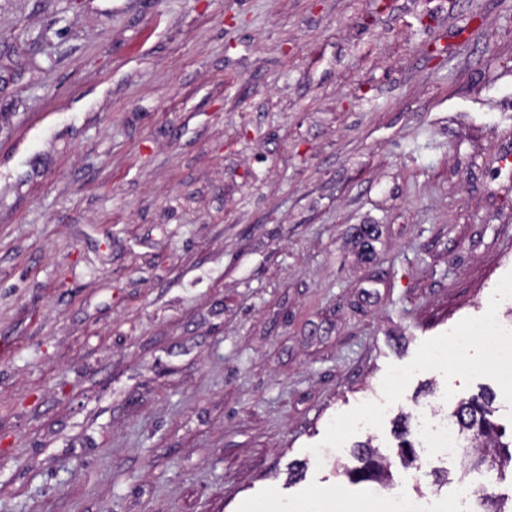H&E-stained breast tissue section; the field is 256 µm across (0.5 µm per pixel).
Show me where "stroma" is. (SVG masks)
<instances>
[{
  "instance_id": "1",
  "label": "stroma",
  "mask_w": 512,
  "mask_h": 512,
  "mask_svg": "<svg viewBox=\"0 0 512 512\" xmlns=\"http://www.w3.org/2000/svg\"><path fill=\"white\" fill-rule=\"evenodd\" d=\"M490 311L512 0H0V512H452ZM352 454L358 459L361 466L347 472L350 479L357 481H377L380 483L389 481L390 466L371 442L368 441L355 445ZM434 494V491L422 492L421 495L411 499L389 495L379 500L377 508L383 512H429Z\"/></svg>"
}]
</instances>
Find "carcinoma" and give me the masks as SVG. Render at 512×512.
Here are the masks:
<instances>
[{
	"instance_id": "1",
	"label": "carcinoma",
	"mask_w": 512,
	"mask_h": 512,
	"mask_svg": "<svg viewBox=\"0 0 512 512\" xmlns=\"http://www.w3.org/2000/svg\"><path fill=\"white\" fill-rule=\"evenodd\" d=\"M493 403V393L482 391L460 401L448 413V417L456 419L459 424L461 450L470 457L471 468L494 471L502 478L505 470L512 469V438H505V432L496 422ZM399 435L400 457L404 465L410 466L416 462L414 445L407 439L406 429L399 428ZM352 454L360 466L347 472L350 479L380 483L389 481V464L371 442L355 445Z\"/></svg>"
}]
</instances>
